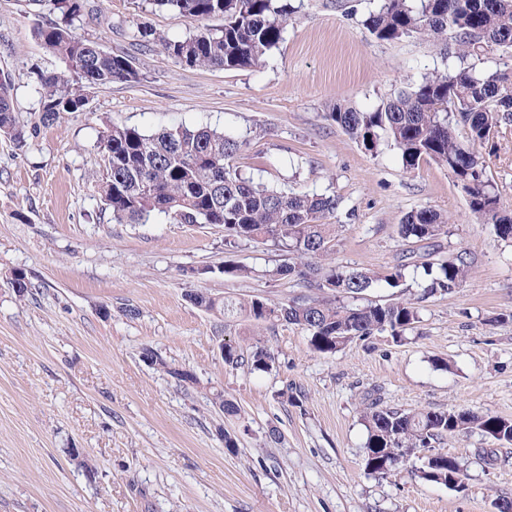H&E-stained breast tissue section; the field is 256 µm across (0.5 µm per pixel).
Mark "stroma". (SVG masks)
<instances>
[{"instance_id":"stroma-1","label":"stroma","mask_w":512,"mask_h":512,"mask_svg":"<svg viewBox=\"0 0 512 512\" xmlns=\"http://www.w3.org/2000/svg\"><path fill=\"white\" fill-rule=\"evenodd\" d=\"M82 2L74 32L134 56L141 78L96 88L83 111L44 128L35 74L62 62L32 30L53 13L0 0V72L28 135L21 147L0 138V512H493L512 499V455L487 468L478 451L496 442L478 431L436 446L465 470L455 487L421 479L417 457L387 476L363 464V397L373 390L401 411L512 419V244L469 212L446 169L403 170L394 151L367 153L325 117L337 103L372 110L442 67L438 48L376 40L363 25L373 0L353 12L336 0H291L292 21L260 67L189 68L141 47L138 32L178 38L197 21L133 0ZM108 123L225 130L244 140L237 163L254 181L336 195L337 265L393 268L411 248L397 235L401 220L427 207L449 220L440 254L466 251L474 272L456 292L419 301L413 331L332 354L296 326L197 308L189 294L279 305L308 290L270 277L278 252L225 247L222 227L113 221L97 194L106 173L98 132ZM486 162L512 203V127ZM229 264L257 274L225 275ZM197 267L208 275L185 277ZM17 269L33 284L28 294L10 284ZM227 341L266 347L271 370L225 365ZM146 346L196 384L145 363ZM216 392L239 414L222 413ZM228 434L236 447H225ZM74 448L92 470L72 459Z\"/></svg>"}]
</instances>
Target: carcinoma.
Listing matches in <instances>:
<instances>
[{
	"mask_svg": "<svg viewBox=\"0 0 512 512\" xmlns=\"http://www.w3.org/2000/svg\"><path fill=\"white\" fill-rule=\"evenodd\" d=\"M56 20L38 22L35 37L57 56L63 68L38 74V122L47 128L84 101L90 91L114 81L135 80L134 58L112 53L98 42L77 36L73 20L80 0H49ZM175 19L220 17L218 29L202 28L182 38H170L144 28L140 42L160 46L177 62L192 68L236 70L262 65L265 55L281 41L291 15L288 0H150ZM363 25L379 41L423 38L440 47L448 71H434L381 100L364 112L341 104L327 118L366 152L386 147L400 157L403 168L434 162L448 171L465 193L470 213L488 225L501 241L512 243V208L501 200L497 184L487 174L483 150H496L495 138L512 126V0H377ZM498 56L488 67L489 56ZM11 83L0 78V136L18 144L26 132L17 125ZM463 127L465 138L458 135ZM106 155V178L99 195L112 220L142 223L155 213L176 224H220L228 247L257 243L287 256L272 276L288 278L323 293L332 291L355 299L380 284L398 288L409 268L424 270L417 301L449 294L471 277L472 260L464 252L431 260L436 239L448 233V218L428 208L407 213L398 225L403 240L422 243V252L403 255L387 274L322 262L334 251L337 225L328 223L339 202L334 196L284 192L245 177L234 164L243 142L208 128L172 127L148 133L135 127L107 124L99 132ZM195 306L206 311L216 299L198 293ZM254 297L238 304L226 301V314H245L257 323L285 322L308 332L312 347L335 353L354 339L388 332L403 336L419 322L413 302H370L339 306L307 297L264 309ZM151 366L184 383L182 369L151 346ZM248 362L266 371L273 356L257 346L244 359L238 346L224 344V364ZM367 430L365 468L387 475L410 459L415 449L430 448L445 437L478 430L499 442L480 450L485 466L500 461V449L512 445V420L470 409L403 412L374 401L362 415ZM420 478L453 486L464 471L459 461L439 452L425 460Z\"/></svg>",
	"mask_w": 512,
	"mask_h": 512,
	"instance_id": "cac0c4a2",
	"label": "carcinoma"
}]
</instances>
